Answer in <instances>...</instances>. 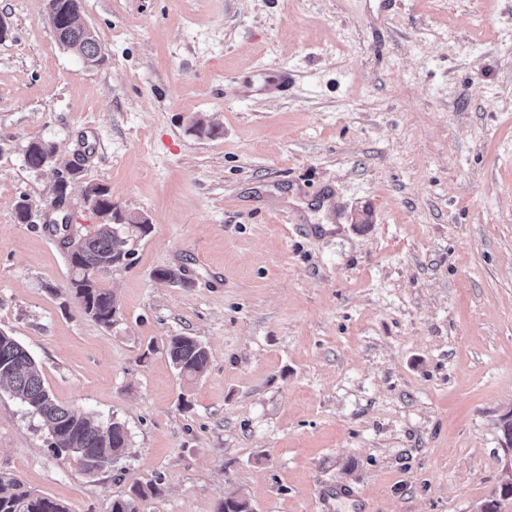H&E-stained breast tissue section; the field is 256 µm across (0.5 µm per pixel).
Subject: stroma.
<instances>
[{
  "label": "stroma",
  "mask_w": 512,
  "mask_h": 512,
  "mask_svg": "<svg viewBox=\"0 0 512 512\" xmlns=\"http://www.w3.org/2000/svg\"><path fill=\"white\" fill-rule=\"evenodd\" d=\"M104 60L56 39L47 0H0V330L58 402L120 422L85 473L0 388V471L110 512H481L512 474V0H81ZM287 69L258 98L259 65ZM220 128L192 132L194 119ZM53 142L77 168L24 150ZM107 188L129 253L101 324L68 291ZM27 198L32 221L17 223ZM183 269L186 284L155 278ZM209 352L182 377L169 337ZM288 84V73L282 69L259 68L249 81L252 95L273 98L275 91H281ZM56 154L55 144L50 141L38 140L30 142L25 150L24 160L32 170H41L47 159Z\"/></svg>",
  "instance_id": "35a3bbf8"
}]
</instances>
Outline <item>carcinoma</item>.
Segmentation results:
<instances>
[{
    "mask_svg": "<svg viewBox=\"0 0 512 512\" xmlns=\"http://www.w3.org/2000/svg\"><path fill=\"white\" fill-rule=\"evenodd\" d=\"M52 4L53 29L58 41L79 56L87 67L101 64V48L85 30L72 27L71 17L80 7V0H49ZM56 154L55 144L38 140L30 142L24 160L32 170H40L47 159ZM89 192L96 203L94 210L112 216V201L107 189L94 185ZM81 246L77 253L68 256L71 278L70 292L80 310L95 321L110 325L115 313L112 292L99 287L98 276L126 261L129 252L124 249L120 228L107 222L99 224L93 234L79 237ZM167 354L182 376L193 379L207 369L209 353L195 337L171 336L166 346ZM0 386H4L35 413L49 435L50 450L57 459L83 460L85 470L100 471L112 465L116 457L127 450V431L114 421L102 428L93 416L80 413L59 404L46 389L41 370L29 353L13 336L0 331ZM146 493L135 488L129 498L112 502L111 512H136L134 498ZM0 512H69L68 506L57 499L28 490L22 480L11 473L0 471ZM217 512H251L245 499L227 497Z\"/></svg>",
    "mask_w": 512,
    "mask_h": 512,
    "instance_id": "carcinoma-1",
    "label": "carcinoma"
}]
</instances>
